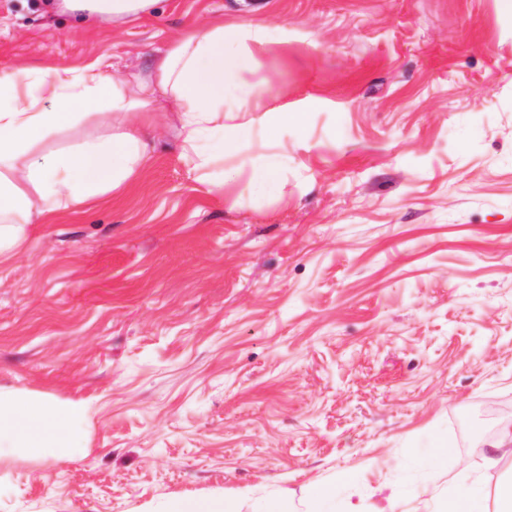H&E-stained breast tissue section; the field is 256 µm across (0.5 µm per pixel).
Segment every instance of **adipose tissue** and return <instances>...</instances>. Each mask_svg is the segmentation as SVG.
Returning <instances> with one entry per match:
<instances>
[{
	"instance_id": "ef3b65f1",
	"label": "adipose tissue",
	"mask_w": 512,
	"mask_h": 512,
	"mask_svg": "<svg viewBox=\"0 0 512 512\" xmlns=\"http://www.w3.org/2000/svg\"><path fill=\"white\" fill-rule=\"evenodd\" d=\"M157 0H61L62 11L89 23H122L149 13ZM242 28L221 23L188 28L151 67L118 80L104 61L79 71L0 69V262L14 258L33 224L47 212L69 210L119 193L148 161L151 133L164 128L208 192L247 176L274 193L279 154L249 168L225 167L226 157L259 135L299 123L303 115L270 104L255 85L236 82L256 58L240 44ZM171 111H155L159 99ZM65 148H55L62 134ZM88 413L80 402L0 388V455L62 460L84 447Z\"/></svg>"
}]
</instances>
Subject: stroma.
Segmentation results:
<instances>
[{"label":"stroma","mask_w":512,"mask_h":512,"mask_svg":"<svg viewBox=\"0 0 512 512\" xmlns=\"http://www.w3.org/2000/svg\"><path fill=\"white\" fill-rule=\"evenodd\" d=\"M244 27L243 79L303 113L275 197L205 192L164 130L117 195L0 264V387L80 400L71 459L0 457V512H489L486 402L512 403V16L497 0H158L88 26L0 0V66L128 80L191 26ZM318 109H308L310 99ZM468 464H461V457ZM307 498L316 510L314 512H335L332 490L324 483H313L307 488ZM441 512H487L484 500L480 492L470 496L468 499L460 501L454 500L453 496L438 495L437 497ZM174 508L176 510L165 512H239L235 501L224 498L181 501Z\"/></svg>","instance_id":"obj_1"}]
</instances>
